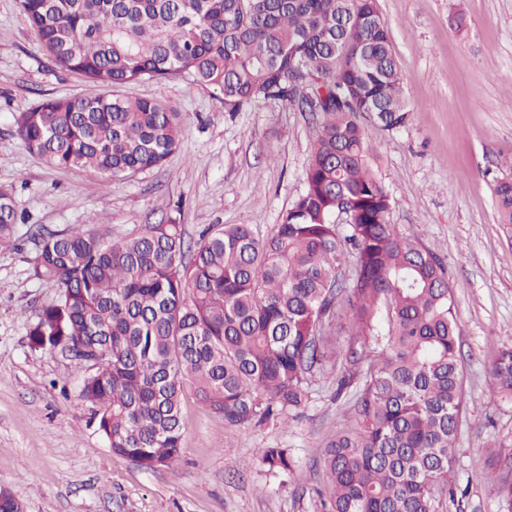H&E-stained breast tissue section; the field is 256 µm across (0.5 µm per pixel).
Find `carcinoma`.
I'll use <instances>...</instances> for the list:
<instances>
[{"label":"carcinoma","instance_id":"cac0c4a2","mask_svg":"<svg viewBox=\"0 0 512 512\" xmlns=\"http://www.w3.org/2000/svg\"><path fill=\"white\" fill-rule=\"evenodd\" d=\"M46 55L111 88L46 98L15 131L46 164L106 180L162 167L180 145L181 113L119 89L190 77L236 112L277 98L320 114L306 189L260 240L248 224L207 229L195 246L182 225L147 224L112 242L89 224L35 236L33 276L58 295L28 330L33 349H68L94 368L81 397L112 452L145 470L172 467L183 444V382L228 428L288 424L309 379L336 380V321L346 361L365 363L349 423L322 458L323 512H440L454 497L464 408L459 324L445 269L388 221L390 198L367 159L374 128L409 112L387 23L376 0H20ZM512 226V179L493 189ZM345 208L347 232L336 215ZM13 190L0 187V248L13 244ZM355 257L351 279L338 267ZM495 392L512 399V347L496 354ZM261 462L285 478L295 461L268 448ZM512 512V476H489ZM0 512H22L0 488Z\"/></svg>","mask_w":512,"mask_h":512}]
</instances>
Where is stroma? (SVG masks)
I'll return each mask as SVG.
<instances>
[{
  "label": "stroma",
  "mask_w": 512,
  "mask_h": 512,
  "mask_svg": "<svg viewBox=\"0 0 512 512\" xmlns=\"http://www.w3.org/2000/svg\"><path fill=\"white\" fill-rule=\"evenodd\" d=\"M377 5L410 112L404 126L371 132L368 159L391 223L444 262L461 328L465 411L444 512H499L488 474L512 469V402L495 394L490 368L512 344V231L498 221L493 187L512 177V0ZM103 91L45 55L19 0H0V186L12 187L21 217L15 248L0 249V487L23 512H320L318 461L356 388L340 394L315 377L288 425L230 429L186 381L181 458L150 471L112 452L73 361L29 346V326L58 293L32 275L35 230L92 224L117 240L172 219L190 243L214 224H248L262 237L305 190L311 113L276 99L228 112L189 77L125 90L182 114L181 146L161 168L105 180L51 167L17 137L14 117L31 104ZM267 448L296 460L288 482L261 465Z\"/></svg>",
  "instance_id": "1"
}]
</instances>
